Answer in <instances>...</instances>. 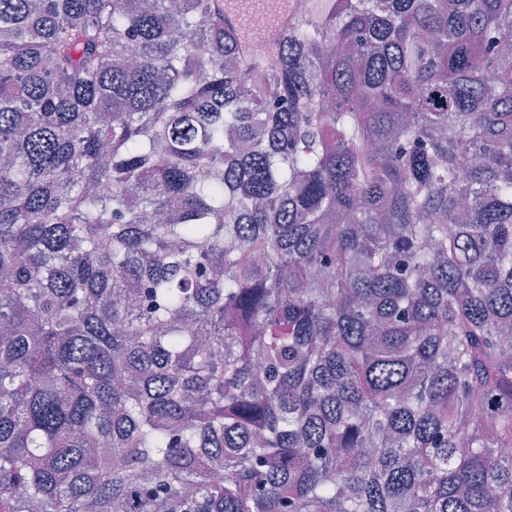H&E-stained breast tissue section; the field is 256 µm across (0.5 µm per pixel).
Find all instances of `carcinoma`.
<instances>
[{
    "label": "carcinoma",
    "instance_id": "obj_1",
    "mask_svg": "<svg viewBox=\"0 0 512 512\" xmlns=\"http://www.w3.org/2000/svg\"><path fill=\"white\" fill-rule=\"evenodd\" d=\"M307 2L0 0V512H512V0Z\"/></svg>",
    "mask_w": 512,
    "mask_h": 512
}]
</instances>
